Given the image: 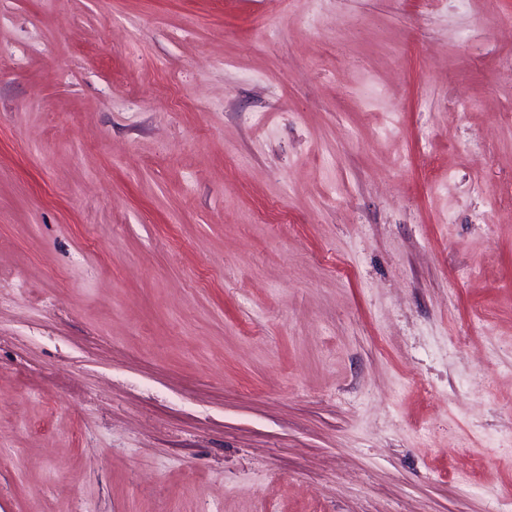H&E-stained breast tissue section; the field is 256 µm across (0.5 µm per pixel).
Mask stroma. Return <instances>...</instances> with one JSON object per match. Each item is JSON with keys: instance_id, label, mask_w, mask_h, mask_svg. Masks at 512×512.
Wrapping results in <instances>:
<instances>
[{"instance_id": "1", "label": "stroma", "mask_w": 512, "mask_h": 512, "mask_svg": "<svg viewBox=\"0 0 512 512\" xmlns=\"http://www.w3.org/2000/svg\"><path fill=\"white\" fill-rule=\"evenodd\" d=\"M0 512L512 501V0H0Z\"/></svg>"}]
</instances>
